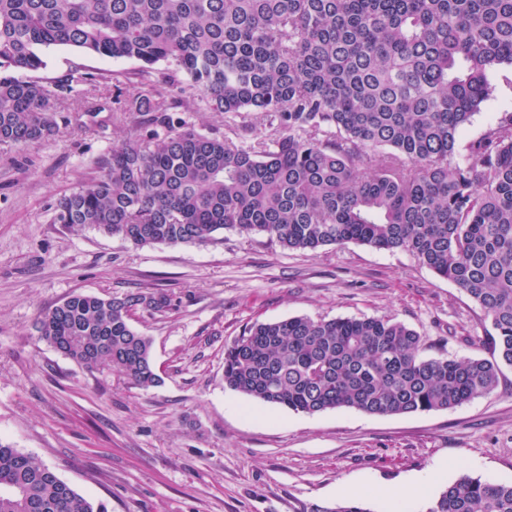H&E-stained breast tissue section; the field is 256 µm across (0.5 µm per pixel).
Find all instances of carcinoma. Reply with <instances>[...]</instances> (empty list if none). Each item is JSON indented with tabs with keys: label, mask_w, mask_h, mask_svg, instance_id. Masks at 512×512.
I'll return each instance as SVG.
<instances>
[{
	"label": "carcinoma",
	"mask_w": 512,
	"mask_h": 512,
	"mask_svg": "<svg viewBox=\"0 0 512 512\" xmlns=\"http://www.w3.org/2000/svg\"><path fill=\"white\" fill-rule=\"evenodd\" d=\"M140 63L114 112L143 133L112 144L61 197L54 221L135 245H202L259 233L292 250L349 242L404 250L491 320L492 358L427 357L389 317L256 323L224 349V385L297 413L448 410L493 391L512 367V113L458 156V139L512 67V0H0V144L54 136L60 101L93 81L42 83L40 49ZM163 63L167 77L147 76ZM198 93L212 112H263L274 136L229 137L176 116ZM162 292L74 294L39 338L89 371L161 382L130 320ZM0 512H108L36 457L0 442ZM310 512H370L359 502ZM425 512H512V484L464 476Z\"/></svg>",
	"instance_id": "1"
}]
</instances>
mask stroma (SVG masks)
I'll return each mask as SVG.
<instances>
[{
  "label": "stroma",
  "instance_id": "obj_1",
  "mask_svg": "<svg viewBox=\"0 0 512 512\" xmlns=\"http://www.w3.org/2000/svg\"><path fill=\"white\" fill-rule=\"evenodd\" d=\"M37 80L81 68L124 82L140 65L66 46L42 52ZM459 139L467 146L512 112V67ZM53 139L0 145V442L33 455L108 512H310L346 501L390 512L387 488L432 478L428 497L470 476L512 483V367L497 388L451 410L377 416L351 408L315 415L227 388L224 348L250 326L289 317H390L435 356L490 357L493 328L481 307L412 254L348 243L290 250L264 234L228 232L208 245L136 246L54 221V205L96 175L113 142L139 133L113 111L112 94L86 87L63 105ZM195 128L233 135L246 119L195 104ZM157 289L162 314L136 312L162 382L142 389L116 371L90 372L38 336L39 320L72 294ZM448 470L433 472L440 463ZM428 497L412 499L423 512Z\"/></svg>",
  "mask_w": 512,
  "mask_h": 512
}]
</instances>
